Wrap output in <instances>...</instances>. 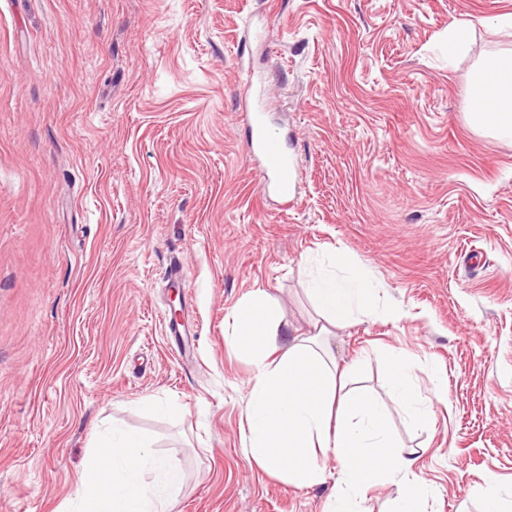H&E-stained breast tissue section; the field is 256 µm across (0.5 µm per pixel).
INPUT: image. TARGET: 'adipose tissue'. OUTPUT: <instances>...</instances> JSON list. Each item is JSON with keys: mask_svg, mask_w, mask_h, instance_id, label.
<instances>
[{"mask_svg": "<svg viewBox=\"0 0 512 512\" xmlns=\"http://www.w3.org/2000/svg\"><path fill=\"white\" fill-rule=\"evenodd\" d=\"M469 116L475 126L512 140L511 49L482 57ZM308 292L327 322L308 335L290 332L277 300L262 288L233 316L231 340L254 369L245 412L246 458L291 486L312 488L326 480L324 459L336 457L340 469L326 512H361L369 490L396 480L403 491L388 512H425L432 489L413 472L415 449L393 441L386 405L368 390L346 388L349 369L328 353L330 328L358 314L397 320L400 311L380 307L379 290L363 271L319 274ZM387 362L395 399L411 418L431 421L434 404L418 393L409 356L392 350ZM148 470L157 477L150 488L143 480ZM184 483L180 464L155 456L141 433L119 429L85 460L79 512H178Z\"/></svg>", "mask_w": 512, "mask_h": 512, "instance_id": "obj_1", "label": "adipose tissue"}]
</instances>
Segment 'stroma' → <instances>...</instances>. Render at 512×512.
I'll return each mask as SVG.
<instances>
[{"instance_id":"obj_1","label":"stroma","mask_w":512,"mask_h":512,"mask_svg":"<svg viewBox=\"0 0 512 512\" xmlns=\"http://www.w3.org/2000/svg\"><path fill=\"white\" fill-rule=\"evenodd\" d=\"M509 14L512 0H0V512H73L116 428L180 463L179 512H323L336 459L303 489L245 459L253 367L230 329L263 288L310 331L306 288L339 252L403 312L356 316L331 347L362 359L353 386L418 449L426 512H476L490 473L512 488V142L467 116ZM457 21L476 36L452 64ZM250 74L298 164L287 206L258 192ZM175 308L196 331L185 358L164 336ZM393 348L435 402L429 423L390 403Z\"/></svg>"}]
</instances>
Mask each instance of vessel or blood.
I'll return each instance as SVG.
<instances>
[{
	"instance_id": "1",
	"label": "vessel or blood",
	"mask_w": 512,
	"mask_h": 512,
	"mask_svg": "<svg viewBox=\"0 0 512 512\" xmlns=\"http://www.w3.org/2000/svg\"><path fill=\"white\" fill-rule=\"evenodd\" d=\"M251 157L261 192L273 191L284 202L294 200L297 191L296 166L283 148L277 132L267 123L264 109L252 105L250 115Z\"/></svg>"
}]
</instances>
